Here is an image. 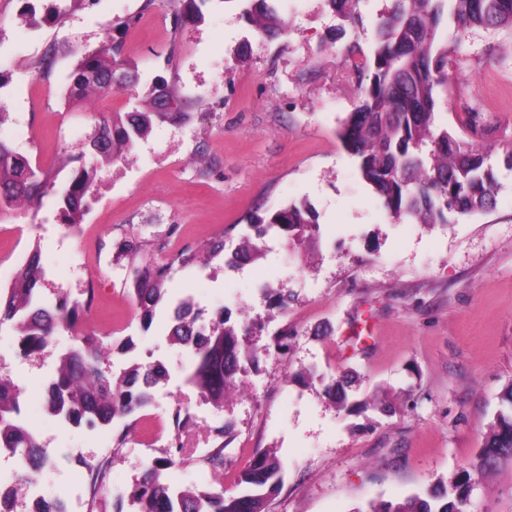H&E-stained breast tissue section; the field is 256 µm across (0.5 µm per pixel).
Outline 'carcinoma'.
<instances>
[{"label":"carcinoma","mask_w":512,"mask_h":512,"mask_svg":"<svg viewBox=\"0 0 512 512\" xmlns=\"http://www.w3.org/2000/svg\"><path fill=\"white\" fill-rule=\"evenodd\" d=\"M244 10L247 22L265 36L286 32L272 5L274 0H249ZM458 30L471 27L512 26V0H391L381 16L377 41L371 55L356 44L346 57L362 56L356 72L371 71L370 84L357 87L354 109L341 123L339 138L345 150L357 159L361 178L372 188L388 215L416 224H447L455 217L489 210L499 190L496 172L489 164L485 144L478 140L485 130L484 115L472 106L456 114L466 135L461 139L436 127L435 108L441 92L448 91L450 55L438 39L442 21ZM118 47L83 57L77 64L65 93L67 103L78 112L89 111L92 100L112 92L105 78L121 69ZM170 108L159 111L156 91L135 102L127 112H110L95 125L83 145L81 156L89 157L71 179L56 188L57 175L32 164L0 139V219L35 198L56 195L66 223L83 221L82 200L92 188L98 170L120 161L159 122L181 123L190 119L178 91L167 87ZM249 233L231 252L227 263L239 265L260 257L267 238L284 237L302 245L319 231L315 214L306 204H292L258 217ZM168 242L157 243L137 229H130L119 248L131 269L130 297L150 328L157 308L165 301L166 282L174 265L204 266L224 254V241L215 240L199 249L183 248L165 261L149 257ZM44 280L40 253L17 268L12 282L0 287V325L14 330L20 352L29 357L42 353L58 330L75 331L82 307L61 299L46 305L39 289ZM189 301L173 309L170 341L189 348L195 358L187 382L220 408L224 397L258 353L243 347L239 328L225 309L214 312L208 323ZM136 344L127 338L116 346L89 334L77 337L62 352L49 380L46 399L50 414L88 429L108 426L117 419L133 418L150 404L152 390L167 378L160 362L129 361L120 371L108 367L114 354L128 356ZM345 382L326 385L325 395L343 409L349 408ZM20 388L9 374H0V454L22 457L27 472L18 475L26 486L47 463L33 429L20 418ZM501 409L491 435L479 454L449 484L426 494L396 502L379 501L366 512H470L471 497L479 479L500 463L512 460V382L500 395ZM92 496L106 491L104 463L86 460ZM175 465L173 457L154 462L130 492L137 512H265L266 501L283 480L280 460L268 452L256 453L240 472L235 494L224 493L221 482L211 487L174 489L162 480L161 471ZM19 488H0V512H66L58 500L36 499L32 506L18 497Z\"/></svg>","instance_id":"carcinoma-1"}]
</instances>
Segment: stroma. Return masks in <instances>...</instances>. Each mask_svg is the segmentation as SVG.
Instances as JSON below:
<instances>
[{"mask_svg": "<svg viewBox=\"0 0 512 512\" xmlns=\"http://www.w3.org/2000/svg\"><path fill=\"white\" fill-rule=\"evenodd\" d=\"M143 0H0V106L9 114L0 139L49 169L77 155L93 114L68 111L63 94L77 62L107 43L136 68L135 89L115 91L106 111L124 109L164 81L190 105L183 124L160 123L125 160L102 168L78 227L59 219L54 197L0 221V282L15 268L13 243L39 249L44 303L66 297L95 302L83 329L104 341L133 338L135 358L160 362L169 378L145 413L163 428L144 444L122 422L91 430L48 413L45 387L58 353L56 337L41 356L22 358L9 326L0 327V370L17 380L23 418L48 457L26 500H61L67 512H136L127 495L143 471L169 455L173 415L188 409L184 460L164 471L173 487L207 486L205 458L224 450V488L238 490L241 469L258 451L274 452L283 482L266 512H365L370 502L399 500L448 482L479 451L512 382V27L448 28L455 45L452 79L436 122L456 129L455 113L483 112V136L501 188L494 207L448 224L389 217L360 178L338 130L370 72L351 74L347 45H374L389 0H353L345 14L328 0H276L285 34L266 38L247 23L243 0H202L199 12L173 24L169 0L150 14L161 27L134 33L129 18ZM55 61L42 73L47 48ZM291 203L309 204L320 226L310 251L275 237L262 259L244 266L224 258L171 274L167 305L143 328L129 296L128 261L119 254L123 228L148 238L172 235L198 248L223 237L233 250L255 216ZM284 287L279 309L266 287ZM190 301L203 314L226 307L233 321L258 320L250 338L257 367L230 390L223 407L188 384L190 349L172 343L170 308ZM288 334L286 353L268 352ZM348 377L359 411H340L325 393ZM224 436H217V429ZM106 461L108 492L91 500L81 460ZM472 512H512V461L502 462L472 494Z\"/></svg>", "mask_w": 512, "mask_h": 512, "instance_id": "stroma-1", "label": "stroma"}]
</instances>
